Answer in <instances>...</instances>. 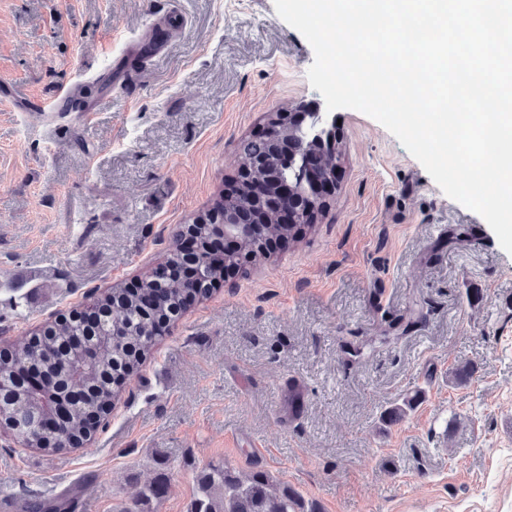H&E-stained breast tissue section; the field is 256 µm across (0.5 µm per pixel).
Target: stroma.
Segmentation results:
<instances>
[{
  "instance_id": "stroma-1",
  "label": "stroma",
  "mask_w": 512,
  "mask_h": 512,
  "mask_svg": "<svg viewBox=\"0 0 512 512\" xmlns=\"http://www.w3.org/2000/svg\"><path fill=\"white\" fill-rule=\"evenodd\" d=\"M164 16L166 49L128 58ZM314 58L274 0H0V341L161 262L269 113L323 111L341 139L314 223L190 302L90 447L49 455L0 429V494L190 512L223 463L319 512H512V255L382 124L327 111ZM88 85L85 123L15 107ZM150 483L166 492L146 503Z\"/></svg>"
}]
</instances>
